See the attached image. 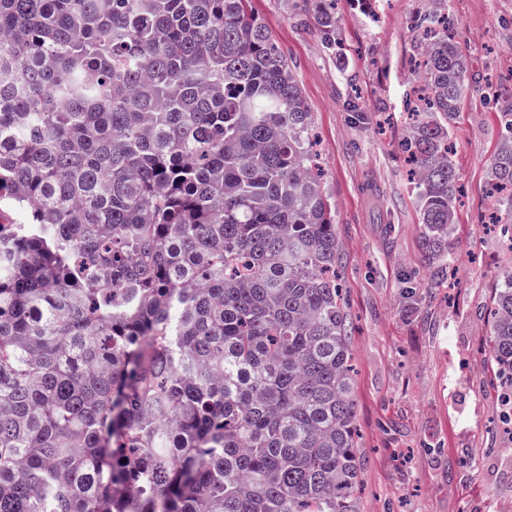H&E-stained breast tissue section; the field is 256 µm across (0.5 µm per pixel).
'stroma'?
I'll list each match as a JSON object with an SVG mask.
<instances>
[{
    "instance_id": "35a3bbf8",
    "label": "stroma",
    "mask_w": 512,
    "mask_h": 512,
    "mask_svg": "<svg viewBox=\"0 0 512 512\" xmlns=\"http://www.w3.org/2000/svg\"><path fill=\"white\" fill-rule=\"evenodd\" d=\"M469 86L452 141L451 261L431 267L402 143L431 0H338L336 46L302 0H252L312 112L351 335L358 512H512V429L491 359V309L512 268L486 175L512 95V0H447Z\"/></svg>"
}]
</instances>
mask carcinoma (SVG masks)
Segmentation results:
<instances>
[{
  "mask_svg": "<svg viewBox=\"0 0 512 512\" xmlns=\"http://www.w3.org/2000/svg\"><path fill=\"white\" fill-rule=\"evenodd\" d=\"M335 0L305 17L336 44ZM403 151L429 261L469 84L426 27ZM487 185L512 223V100ZM312 114L249 0H0V512H356ZM490 351L512 374V271Z\"/></svg>",
  "mask_w": 512,
  "mask_h": 512,
  "instance_id": "1",
  "label": "carcinoma"
}]
</instances>
